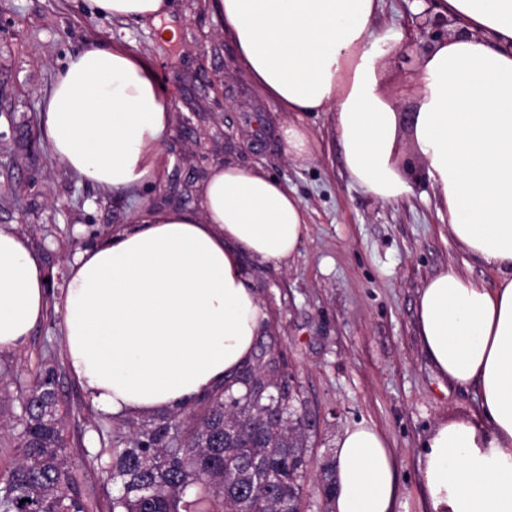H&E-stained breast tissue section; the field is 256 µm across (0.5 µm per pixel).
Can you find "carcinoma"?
Returning <instances> with one entry per match:
<instances>
[{"instance_id":"obj_1","label":"carcinoma","mask_w":512,"mask_h":512,"mask_svg":"<svg viewBox=\"0 0 512 512\" xmlns=\"http://www.w3.org/2000/svg\"><path fill=\"white\" fill-rule=\"evenodd\" d=\"M60 365L42 360L7 399L17 458L0 478V512H90L66 452L58 410ZM288 379L256 357L182 417H159L115 439L102 470L116 487L112 512H300L306 471L303 431L284 415Z\"/></svg>"}]
</instances>
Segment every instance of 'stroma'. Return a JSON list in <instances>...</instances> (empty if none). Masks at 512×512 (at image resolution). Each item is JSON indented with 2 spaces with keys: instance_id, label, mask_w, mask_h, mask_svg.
<instances>
[{
  "instance_id": "35a3bbf8",
  "label": "stroma",
  "mask_w": 512,
  "mask_h": 512,
  "mask_svg": "<svg viewBox=\"0 0 512 512\" xmlns=\"http://www.w3.org/2000/svg\"><path fill=\"white\" fill-rule=\"evenodd\" d=\"M172 15L178 37L165 41L153 25L90 15L81 0H0V226L15 228L40 254L52 288L47 314L26 346L0 353V397L16 396L44 350L64 358L57 306L75 255L134 223L145 208H199L214 168L258 164L294 188L309 214L308 234L292 260L245 262L271 324L255 349L284 354L293 406L315 423L306 437L304 512H328L322 468L334 457L337 436L362 419L387 436L395 453L403 487L398 512H419L423 439L443 417L472 416L479 399L473 390L441 389L417 336V291L451 266L494 284L481 261L462 263L433 188L417 175L407 118L417 107L424 39L410 31L383 57V90L400 117L402 167L413 192L382 202L348 180L332 112L302 119L314 146L310 158L285 157L286 115L237 67L208 0H172ZM91 39L121 42L149 58L170 101L163 174L135 195L103 194L81 183L52 156L39 124L55 70ZM59 399L82 493L93 512H109L114 489L101 468L113 438L131 436L141 419L100 415L65 368Z\"/></svg>"
}]
</instances>
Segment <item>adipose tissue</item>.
<instances>
[{
  "mask_svg": "<svg viewBox=\"0 0 512 512\" xmlns=\"http://www.w3.org/2000/svg\"><path fill=\"white\" fill-rule=\"evenodd\" d=\"M93 14L160 26L168 0H83ZM379 0H212L241 71L288 120L286 156L312 151L299 118L333 111L349 181L381 201L412 187L400 166L398 114L380 60L406 34L374 31ZM458 34L435 42L417 73L411 139L420 175L486 287L449 267L417 295V333L440 381L476 389L477 414L443 418L419 456L423 512H512V0H434ZM40 125L54 158L102 192L161 175L171 122L150 60L91 41L55 71ZM201 212L155 209L79 253L62 291L71 376L105 415L193 405L247 361L267 315L244 276L251 257L288 263L308 229L297 193L263 166L215 169ZM37 256L0 227V352L23 347L47 309ZM402 486L385 435L364 421L336 440L330 512H397Z\"/></svg>",
  "mask_w": 512,
  "mask_h": 512,
  "instance_id": "1",
  "label": "adipose tissue"
}]
</instances>
